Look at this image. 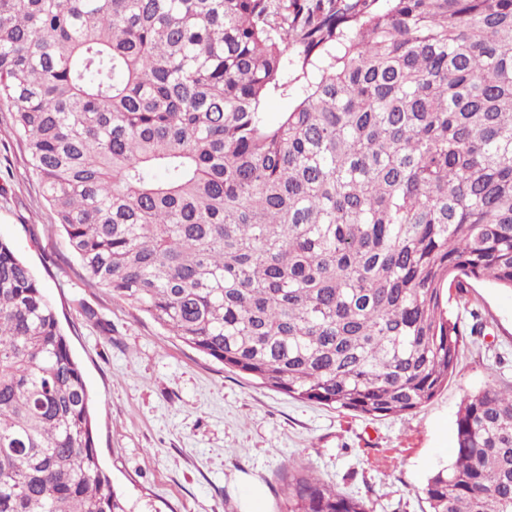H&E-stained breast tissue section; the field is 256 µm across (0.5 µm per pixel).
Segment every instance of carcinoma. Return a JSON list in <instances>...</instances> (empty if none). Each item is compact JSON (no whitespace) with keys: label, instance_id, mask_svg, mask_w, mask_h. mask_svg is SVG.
Wrapping results in <instances>:
<instances>
[{"label":"carcinoma","instance_id":"1","mask_svg":"<svg viewBox=\"0 0 512 512\" xmlns=\"http://www.w3.org/2000/svg\"><path fill=\"white\" fill-rule=\"evenodd\" d=\"M0 0V102L85 274L294 399L410 414L445 291L512 290V0ZM342 47L339 56L331 54ZM303 96L275 123L288 56ZM57 311L0 238V512H129ZM429 512H512V384L466 396ZM288 512H368L288 470Z\"/></svg>","mask_w":512,"mask_h":512}]
</instances>
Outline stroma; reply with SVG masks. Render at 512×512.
Here are the masks:
<instances>
[{
  "instance_id": "stroma-1",
  "label": "stroma",
  "mask_w": 512,
  "mask_h": 512,
  "mask_svg": "<svg viewBox=\"0 0 512 512\" xmlns=\"http://www.w3.org/2000/svg\"><path fill=\"white\" fill-rule=\"evenodd\" d=\"M0 112V237L11 240L56 306L100 402L96 446L132 512H243L242 482L285 512L289 468L363 500L372 512H427L423 488L454 460L464 398L512 382V292L488 282L452 294L459 363L408 415L372 419L262 387L185 346L90 283ZM99 322L88 321L85 308Z\"/></svg>"
}]
</instances>
